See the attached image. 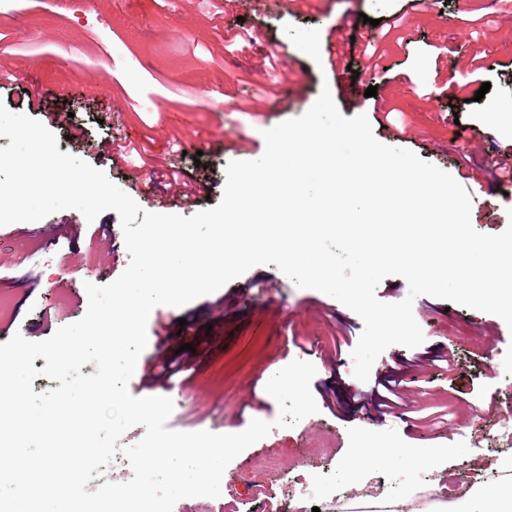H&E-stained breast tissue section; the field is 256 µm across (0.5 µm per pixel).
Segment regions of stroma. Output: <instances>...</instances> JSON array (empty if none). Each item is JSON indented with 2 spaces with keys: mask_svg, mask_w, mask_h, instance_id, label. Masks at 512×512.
Instances as JSON below:
<instances>
[{
  "mask_svg": "<svg viewBox=\"0 0 512 512\" xmlns=\"http://www.w3.org/2000/svg\"><path fill=\"white\" fill-rule=\"evenodd\" d=\"M402 16V32L390 30L394 16ZM290 23L315 28L321 40L338 26L356 45L385 50L390 71L369 78L358 53L344 56L347 70L320 67L295 47L282 30ZM260 34L262 43L275 44L288 68L287 78L252 69L248 58L230 52L211 56L209 46L220 35ZM133 54L130 66L114 73L110 60ZM0 66L10 68L12 84L0 89V102L13 112H27L23 91L37 84L42 91L71 88L67 100L56 101L58 111L69 112L82 124L85 137L70 141L56 129L60 152L75 156L103 171L143 209L169 213L160 195L150 194L148 173L132 178L130 166H115L98 151L102 141L127 138L142 142L155 155L168 157L176 167L202 170L209 181L208 198L179 208L188 217L216 207L226 181L225 168L241 154L232 148H201L196 136L225 126L233 134L265 146L270 129L268 113L283 111L285 118L302 115L304 107L281 110L292 87L306 90L305 105H313L322 86L335 90L354 81L356 101L337 95L341 114L373 116L376 101L402 112L408 136L405 149L464 182L466 170L457 166L459 154L480 163L486 153L512 154V137L489 121L494 110L512 109V15L499 11L492 0H430L422 16L411 15L407 0H320L318 7L295 13L262 10L253 0H192L182 8L177 0H70L59 12L53 0H26L0 6ZM461 84L459 93L437 94L443 78ZM491 88L482 101L474 95L482 83ZM376 85V97L365 94ZM187 98L178 108L167 103L173 92ZM482 195L490 202L472 209L473 227L485 234L502 232L512 209V193L504 194L494 178H487ZM56 225L48 242L30 237L22 222L0 226V295L9 311L0 318V344L14 335L43 341L63 326L81 320L88 308L86 283L106 285L130 263L118 214L109 210L87 221L75 209L46 218ZM33 269L37 287L22 279ZM276 265H258L218 291L180 307L177 323L164 336L149 335L134 380L149 390L165 386L150 361L153 356L178 357L190 365L181 405L175 406L167 427L171 430L237 433L250 421L275 420L279 408L268 396L269 363L286 366L308 358L317 373L311 381L316 414L291 428H275L241 452L227 466L216 498L194 497L177 503L178 512H312L320 506V490L336 486L349 491L373 488L376 502L391 501L405 485L416 490H438L452 499L454 483L489 485L495 464L512 456L511 448L497 447L493 435L512 412L511 332L498 316L447 300L422 295L413 315L424 341L414 348L388 347L375 369L389 366L404 373L420 370L429 382V403H452L456 417L435 439H417L399 419L353 411L356 395H369L371 382L353 375L351 347L336 349L341 336L360 338L364 323L334 298L298 288L283 279L270 297L240 302L238 290L247 282L266 283L277 274ZM297 335L313 341L310 353L288 346ZM497 352H489L490 344ZM442 348L456 351L460 374L455 379L428 366H416V357ZM384 435L396 448L413 453L433 452L436 462L426 469L399 470L372 466L361 470L350 464L360 448L372 447L369 431ZM314 488L304 496L301 486Z\"/></svg>",
  "mask_w": 512,
  "mask_h": 512,
  "instance_id": "obj_1",
  "label": "stroma"
}]
</instances>
